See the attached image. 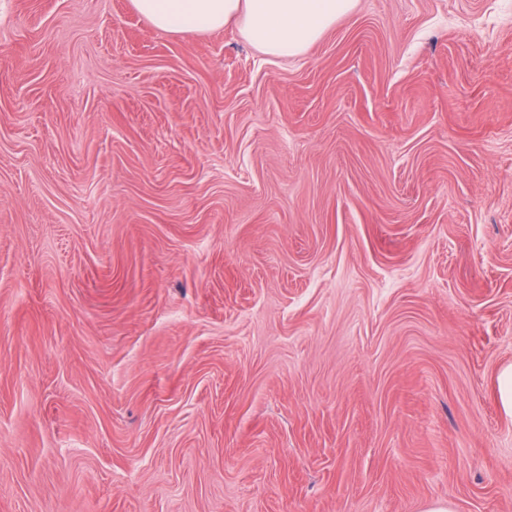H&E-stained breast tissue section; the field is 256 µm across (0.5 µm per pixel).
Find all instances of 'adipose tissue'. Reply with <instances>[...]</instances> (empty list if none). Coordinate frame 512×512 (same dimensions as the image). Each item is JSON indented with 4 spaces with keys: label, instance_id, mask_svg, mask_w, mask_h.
<instances>
[{
    "label": "adipose tissue",
    "instance_id": "adipose-tissue-1",
    "mask_svg": "<svg viewBox=\"0 0 512 512\" xmlns=\"http://www.w3.org/2000/svg\"><path fill=\"white\" fill-rule=\"evenodd\" d=\"M158 31L183 36L235 24L262 53L292 57L318 40L355 0H130Z\"/></svg>",
    "mask_w": 512,
    "mask_h": 512
}]
</instances>
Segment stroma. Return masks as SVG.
I'll return each instance as SVG.
<instances>
[{
	"instance_id": "stroma-1",
	"label": "stroma",
	"mask_w": 512,
	"mask_h": 512,
	"mask_svg": "<svg viewBox=\"0 0 512 512\" xmlns=\"http://www.w3.org/2000/svg\"><path fill=\"white\" fill-rule=\"evenodd\" d=\"M511 366L512 0H0V512H512ZM355 0H130V6L157 31L175 36L203 34L233 23L265 55L303 52Z\"/></svg>"
}]
</instances>
